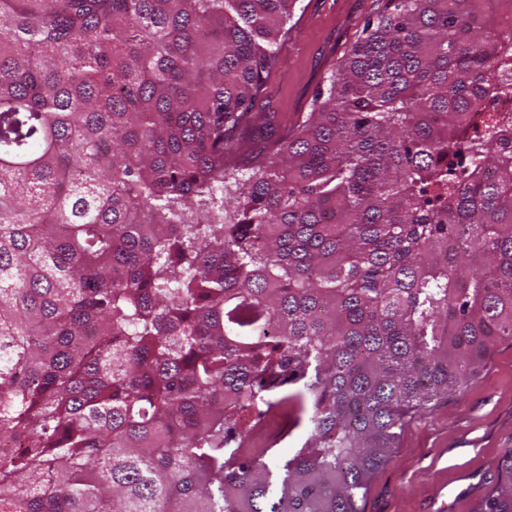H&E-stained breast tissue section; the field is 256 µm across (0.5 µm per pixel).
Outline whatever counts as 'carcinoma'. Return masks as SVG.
<instances>
[{"label": "carcinoma", "mask_w": 512, "mask_h": 512, "mask_svg": "<svg viewBox=\"0 0 512 512\" xmlns=\"http://www.w3.org/2000/svg\"><path fill=\"white\" fill-rule=\"evenodd\" d=\"M296 3L0 0V512H364L512 342V0H387L247 141Z\"/></svg>", "instance_id": "1"}]
</instances>
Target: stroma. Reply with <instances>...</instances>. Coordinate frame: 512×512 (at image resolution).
<instances>
[{"instance_id":"obj_1","label":"stroma","mask_w":512,"mask_h":512,"mask_svg":"<svg viewBox=\"0 0 512 512\" xmlns=\"http://www.w3.org/2000/svg\"><path fill=\"white\" fill-rule=\"evenodd\" d=\"M386 0H298L256 111L278 122L309 111L331 71ZM512 448V343H501L464 390L435 402L402 430L374 476L364 512H475L501 479Z\"/></svg>"}]
</instances>
